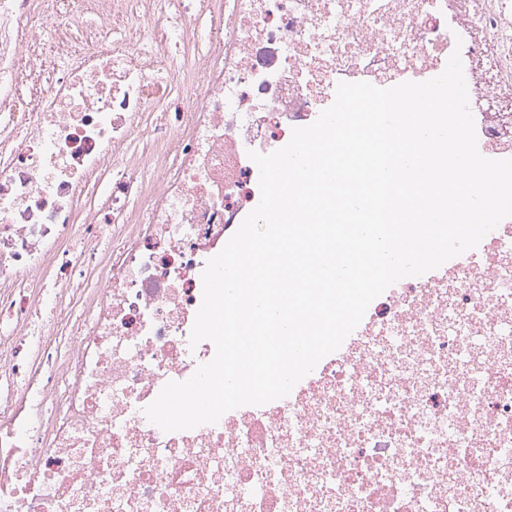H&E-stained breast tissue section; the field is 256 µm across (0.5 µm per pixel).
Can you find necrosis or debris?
I'll list each match as a JSON object with an SVG mask.
<instances>
[{
    "mask_svg": "<svg viewBox=\"0 0 512 512\" xmlns=\"http://www.w3.org/2000/svg\"><path fill=\"white\" fill-rule=\"evenodd\" d=\"M46 2L0 0V512H512V217L391 285L288 397L184 431L144 413L215 355L189 339L260 201L249 151L338 82L459 53L480 154L512 158V0H199L210 25L184 0Z\"/></svg>",
    "mask_w": 512,
    "mask_h": 512,
    "instance_id": "necrosis-or-debris-1",
    "label": "necrosis or debris"
}]
</instances>
